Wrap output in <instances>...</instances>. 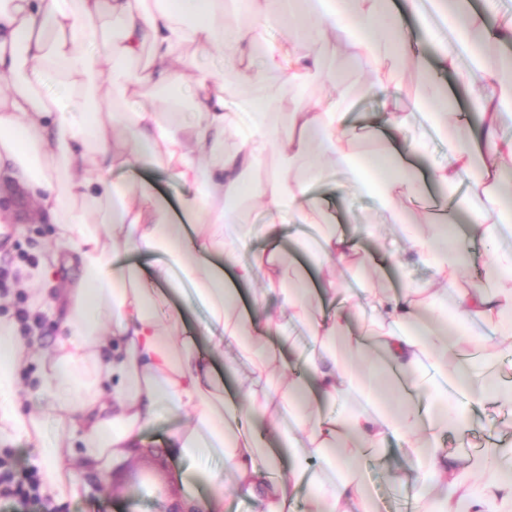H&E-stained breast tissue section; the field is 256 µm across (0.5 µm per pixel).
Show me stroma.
Here are the masks:
<instances>
[{
    "instance_id": "obj_1",
    "label": "stroma",
    "mask_w": 512,
    "mask_h": 512,
    "mask_svg": "<svg viewBox=\"0 0 512 512\" xmlns=\"http://www.w3.org/2000/svg\"><path fill=\"white\" fill-rule=\"evenodd\" d=\"M119 179L130 185L147 187L175 216L180 213L182 198L189 192L188 186L173 181L163 169L153 166H137L132 171L120 173ZM313 195L317 200L327 202L326 221L340 222L348 233L357 234L360 225L375 221L373 202L355 193L341 194L335 171H328L315 184ZM447 224L449 242L467 239L470 250L469 265L460 271L453 285L470 287L484 269L488 250L480 239L470 235L468 225L462 223L460 217L448 218ZM52 234V225L26 219L12 224L0 223V264L16 263L24 257L29 266H38L51 244ZM405 249V242L395 236L383 239L360 237L357 255L338 265L336 275L344 287L355 293L365 288L400 292L410 286L429 287L430 270L419 265L403 267L397 263V256ZM75 275V270L60 269L31 289L21 288L14 281L9 283V301L0 305V317L11 319L19 309H28V333L34 338L32 352L54 349L59 335L57 324L41 305ZM492 436L502 447L512 449V407L483 403L475 408L468 427L437 433L436 443L449 453L468 458L479 454ZM175 468V462L158 452L137 459L111 479L88 478L86 491L80 497L56 504L54 512H165L162 495L175 497L180 493L178 485L171 479ZM360 469L375 512H404L412 505L418 482L403 441L390 440L383 453L363 458Z\"/></svg>"
}]
</instances>
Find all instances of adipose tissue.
<instances>
[{
    "label": "adipose tissue",
    "instance_id": "adipose-tissue-1",
    "mask_svg": "<svg viewBox=\"0 0 512 512\" xmlns=\"http://www.w3.org/2000/svg\"><path fill=\"white\" fill-rule=\"evenodd\" d=\"M416 16L433 58L417 55L399 13L382 0H0V176L32 200L34 220L55 229V252L23 269L19 285L42 281L62 260L79 269L55 302L64 334L57 350L32 357L17 323L0 318V445L35 448L43 494L65 501L85 490L86 475L108 476L147 455L143 431L165 411L184 419L167 437L166 456L224 459L218 471L176 474V512H222L229 491L258 499L263 512H297L302 491L306 512H372L359 462L391 437L408 445L420 512H456L457 495L467 512H512V458L484 448L474 466L492 479L476 488L457 457L432 443L435 430L467 422L485 397L478 380L495 377L500 357L512 354V247L500 244L512 226V191L504 187L512 138L503 133L512 119V79L503 76L512 70V19L491 2L477 13L459 0H432ZM271 29L279 40L267 38ZM332 40L354 76L326 73L321 48ZM212 52L223 58L222 72L201 68L200 57ZM392 57L409 60L417 87L408 110L383 113L387 160L374 167L340 128L356 97L386 102L400 92L399 81L381 76ZM255 72L291 90L323 77L336 95L283 120L277 99L260 100L245 125L230 88ZM449 73L477 116L464 137L447 106ZM51 85L60 94H48ZM160 86L190 89L191 119L176 102L128 107L130 96ZM231 129L242 143L228 151ZM431 133L448 153L430 177L487 245L496 287L483 281L447 291L467 247L449 245L447 225L417 228L405 204L419 174L399 142L417 153ZM141 163L190 186L184 223L147 190L112 182L113 170ZM329 165L381 216L362 225V235L400 233L408 242L403 262L427 266L436 291L352 295L332 280L313 290L284 274L281 224L293 227L321 270L358 249L356 238L336 230L310 232L311 190ZM464 185L481 191L483 207L459 197ZM254 202L268 217L258 229L242 214ZM128 252L164 260L140 273L121 264ZM217 256L238 281H261L248 307L225 286ZM186 288L209 312L202 331L167 306L168 291ZM353 309L371 313L376 336L345 331ZM478 321L495 323L497 342L469 337L481 354H459V338ZM33 360L39 370L22 387ZM225 369L238 375L239 398L224 397ZM449 370L447 385L440 375ZM392 377L407 394L396 408L384 398ZM283 413L292 421L286 468L264 453L266 432L249 426ZM50 416L58 430L51 442ZM200 484L206 495H198Z\"/></svg>",
    "mask_w": 512,
    "mask_h": 512
}]
</instances>
